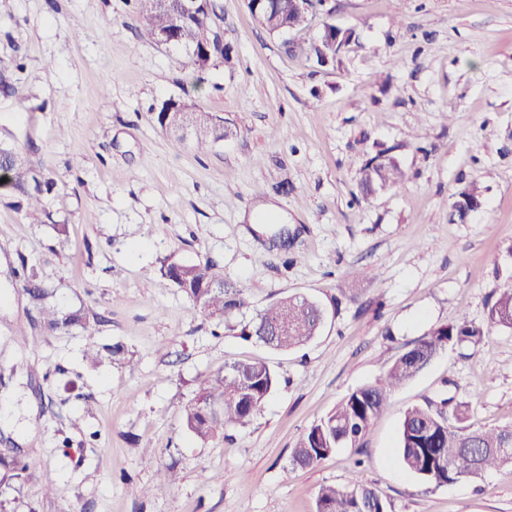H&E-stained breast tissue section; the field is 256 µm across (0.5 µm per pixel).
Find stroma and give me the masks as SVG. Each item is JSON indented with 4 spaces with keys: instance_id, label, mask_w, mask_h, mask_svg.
<instances>
[{
    "instance_id": "35a3bbf8",
    "label": "stroma",
    "mask_w": 512,
    "mask_h": 512,
    "mask_svg": "<svg viewBox=\"0 0 512 512\" xmlns=\"http://www.w3.org/2000/svg\"><path fill=\"white\" fill-rule=\"evenodd\" d=\"M230 62L204 72L141 40L139 0H0V138L55 181L33 224L0 187V455L37 459L0 512H316L355 461L392 512H512V468L435 486L398 452L404 412L465 406V426L512 428V331L454 345L396 390L363 439L313 468L290 463L312 425L381 378L432 328L483 321L512 282V0H326L276 36L246 0H216ZM354 29L335 61L311 53L322 21ZM196 103L232 131L196 152L157 111ZM389 152L403 184L362 198L359 173ZM482 206L452 214L470 184ZM273 203L274 223L248 221ZM65 233H57V225ZM211 259L252 311L301 294L326 318L287 351L214 326L161 276ZM98 317L100 364L78 327L49 333L24 294ZM37 340V351L19 337ZM264 359L278 386L242 429L206 442L182 413L203 379ZM174 469L177 480L159 479Z\"/></svg>"
}]
</instances>
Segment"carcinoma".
<instances>
[{"mask_svg": "<svg viewBox=\"0 0 512 512\" xmlns=\"http://www.w3.org/2000/svg\"><path fill=\"white\" fill-rule=\"evenodd\" d=\"M164 13H140L139 35L153 41L156 30L166 22ZM212 18L203 15L183 22L180 39L185 45H201L210 39ZM181 120L195 128L190 145L206 151L224 141V125L209 119L207 112H182ZM406 174L393 157L361 170L360 190L367 199L375 192L401 183ZM54 181L28 164L14 144L0 149V185L24 199L26 216L32 222L45 214L44 195ZM161 275L186 294L210 320L221 324L249 307L239 288H215L224 280L217 265L209 260L193 263L170 261L160 268ZM23 291L37 303L47 331L62 333L78 326L88 333L85 356L97 358L90 317L83 310L45 307L40 301L45 290L26 278ZM496 299L489 307L486 322L462 321L430 330L405 350L379 380L349 392L320 423L312 426L291 453V463L314 467L338 448L362 446L373 421L384 411L388 397L398 387L422 372L450 344L480 345L491 328L512 329V282L496 288ZM323 310L303 296L274 300L259 311L241 334L269 348L288 350L311 341L322 327ZM278 379L262 359L232 362L224 371L209 377L197 397L183 410L186 430L200 441H208L229 429L247 426L272 396ZM465 412L450 414L433 407L432 402L408 409L399 430L398 455L403 467L420 480L436 486L461 478H478L487 471L512 467V428L468 430L461 426ZM317 512H392L389 503L369 483L353 474L344 485L327 484L318 489Z\"/></svg>", "mask_w": 512, "mask_h": 512, "instance_id": "carcinoma-1", "label": "carcinoma"}]
</instances>
